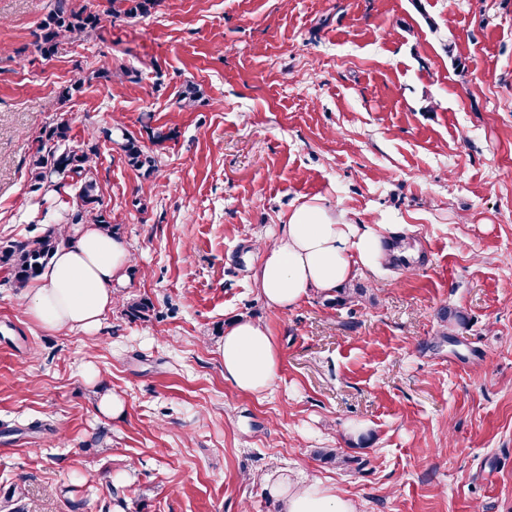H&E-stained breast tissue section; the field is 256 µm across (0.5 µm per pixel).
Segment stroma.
Listing matches in <instances>:
<instances>
[{
    "mask_svg": "<svg viewBox=\"0 0 512 512\" xmlns=\"http://www.w3.org/2000/svg\"><path fill=\"white\" fill-rule=\"evenodd\" d=\"M81 2L97 35L46 58L51 0H0V246L65 224L78 191L31 192L45 127L169 133L156 178L104 139L96 171L135 259L117 292L154 315L48 330L0 270V512L15 485L26 512H279L277 469L358 512H512V0H157L119 21ZM315 197L395 225L406 258L356 277L357 302L281 313L256 243ZM445 306L465 319L449 341ZM239 319L276 341L270 392L224 379Z\"/></svg>",
    "mask_w": 512,
    "mask_h": 512,
    "instance_id": "stroma-1",
    "label": "stroma"
}]
</instances>
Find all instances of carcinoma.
Returning <instances> with one entry per match:
<instances>
[{"label": "carcinoma", "mask_w": 512, "mask_h": 512, "mask_svg": "<svg viewBox=\"0 0 512 512\" xmlns=\"http://www.w3.org/2000/svg\"><path fill=\"white\" fill-rule=\"evenodd\" d=\"M112 17L131 18L144 14L155 5L156 0H110ZM99 14L91 12L78 0H52V8L37 35V48L45 56H51L63 40L80 41L92 36L101 28ZM114 128L121 131L120 149L127 163L135 169H143L147 175L158 172L155 154L140 144L132 134L122 130L119 123ZM70 124L61 119L45 129L38 139V147L29 163V178L32 189L46 190L53 186L55 176H75L80 187L76 196V207L70 215L72 224H97L107 233L112 232L110 216L101 209L102 201L97 192V181L93 176L94 158L97 157L96 140L104 137L112 140V130L91 132L86 141L64 150L60 146L69 140ZM68 241L64 230L50 227L43 233L23 241H17L7 249H0V266L11 276L15 287L23 289L51 262L59 248ZM154 311L145 299L126 303L124 315L132 319H147ZM440 336L451 338L455 326L463 317L448 308L439 313Z\"/></svg>", "instance_id": "obj_1"}]
</instances>
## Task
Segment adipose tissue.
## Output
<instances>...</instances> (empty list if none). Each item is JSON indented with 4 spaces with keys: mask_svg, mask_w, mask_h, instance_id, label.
Here are the masks:
<instances>
[{
    "mask_svg": "<svg viewBox=\"0 0 512 512\" xmlns=\"http://www.w3.org/2000/svg\"><path fill=\"white\" fill-rule=\"evenodd\" d=\"M390 224H356L319 199L301 203L288 214L280 234L260 247L253 282L273 309H292L311 292H329L362 270H375L394 255L386 245ZM132 265L126 242L95 224L70 230V241L30 284L28 315L51 329L95 331L115 302V283ZM218 350L224 379L247 394L270 391L281 365L268 329L253 321L228 327ZM280 512H356L351 500L306 472H289L270 484Z\"/></svg>",
    "mask_w": 512,
    "mask_h": 512,
    "instance_id": "ef3b65f1",
    "label": "adipose tissue"
}]
</instances>
